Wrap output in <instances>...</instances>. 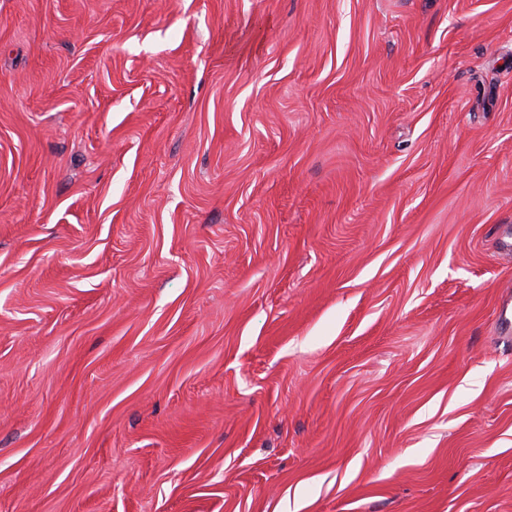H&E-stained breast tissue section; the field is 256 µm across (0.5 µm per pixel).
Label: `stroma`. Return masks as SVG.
Instances as JSON below:
<instances>
[{
	"label": "stroma",
	"mask_w": 512,
	"mask_h": 512,
	"mask_svg": "<svg viewBox=\"0 0 512 512\" xmlns=\"http://www.w3.org/2000/svg\"><path fill=\"white\" fill-rule=\"evenodd\" d=\"M512 0H0V512H512Z\"/></svg>",
	"instance_id": "35a3bbf8"
}]
</instances>
